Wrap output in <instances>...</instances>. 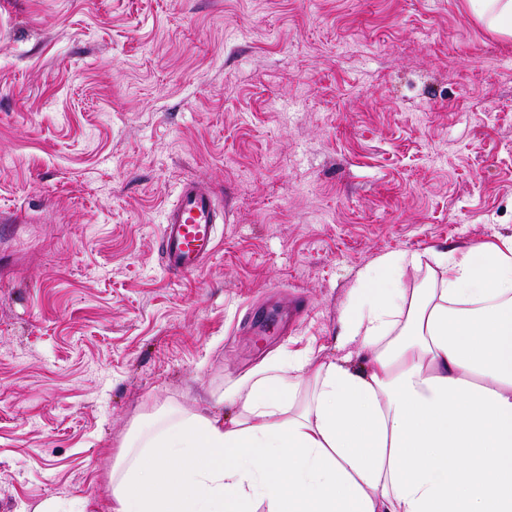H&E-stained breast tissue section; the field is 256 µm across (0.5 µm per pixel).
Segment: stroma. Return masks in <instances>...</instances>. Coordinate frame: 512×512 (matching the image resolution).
<instances>
[{"label": "stroma", "mask_w": 512, "mask_h": 512, "mask_svg": "<svg viewBox=\"0 0 512 512\" xmlns=\"http://www.w3.org/2000/svg\"><path fill=\"white\" fill-rule=\"evenodd\" d=\"M218 247L159 254L183 182ZM512 236V41L465 0H0V512H112L144 413L338 357L360 270ZM220 217L224 221L207 187L181 185L176 201L164 211L160 233L161 259L170 274L187 277L202 269L216 250Z\"/></svg>", "instance_id": "obj_1"}]
</instances>
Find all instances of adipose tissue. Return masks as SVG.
<instances>
[{
  "label": "adipose tissue",
  "instance_id": "obj_1",
  "mask_svg": "<svg viewBox=\"0 0 512 512\" xmlns=\"http://www.w3.org/2000/svg\"><path fill=\"white\" fill-rule=\"evenodd\" d=\"M512 39V0H466ZM433 287L361 271L344 355L277 363L227 392L233 418L161 409L120 445L112 512H512V236L433 253Z\"/></svg>",
  "mask_w": 512,
  "mask_h": 512
}]
</instances>
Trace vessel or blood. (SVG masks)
<instances>
[{
  "mask_svg": "<svg viewBox=\"0 0 512 512\" xmlns=\"http://www.w3.org/2000/svg\"><path fill=\"white\" fill-rule=\"evenodd\" d=\"M220 214L211 191L197 182L181 185L176 201L164 211L160 254L172 275L199 272L217 247L216 224Z\"/></svg>",
  "mask_w": 512,
  "mask_h": 512,
  "instance_id": "b4317fda",
  "label": "vessel or blood"
}]
</instances>
